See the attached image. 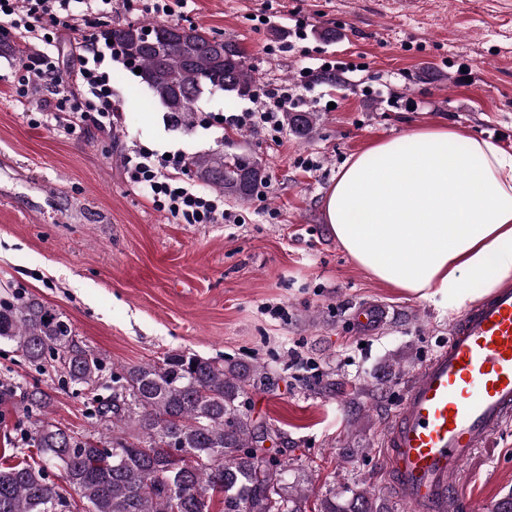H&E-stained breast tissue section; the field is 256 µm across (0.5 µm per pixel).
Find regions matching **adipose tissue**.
<instances>
[{
	"label": "adipose tissue",
	"instance_id": "ef3b65f1",
	"mask_svg": "<svg viewBox=\"0 0 512 512\" xmlns=\"http://www.w3.org/2000/svg\"><path fill=\"white\" fill-rule=\"evenodd\" d=\"M349 258L456 315L512 280V153L431 126L350 157L324 198Z\"/></svg>",
	"mask_w": 512,
	"mask_h": 512
}]
</instances>
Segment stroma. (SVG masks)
Returning a JSON list of instances; mask_svg holds the SVG:
<instances>
[{"label":"stroma","instance_id":"stroma-1","mask_svg":"<svg viewBox=\"0 0 512 512\" xmlns=\"http://www.w3.org/2000/svg\"><path fill=\"white\" fill-rule=\"evenodd\" d=\"M265 13L269 24L256 26ZM311 26L290 42L287 19ZM180 24L234 40L257 85L296 78L306 58L352 65L308 140L285 133L208 127L238 112L242 96L205 94L190 128H173L162 105L120 60L110 77L119 124L112 134L36 126L7 82L24 55L0 54V300L34 298L67 319L76 340L107 368L186 351L267 366L251 388L255 421L302 468L310 499L355 478L408 512L384 460L400 394L448 340L436 303L401 293L356 266L337 242L323 201L340 166L385 139L441 125L512 152V0H187ZM149 149L185 156L223 151L256 161L263 183L224 207L239 224H178L125 178L122 156ZM388 311L360 332L359 306ZM365 393L350 399L352 387ZM51 398L49 421L85 435L94 403L53 370L0 342V463L27 459L32 430L23 393ZM468 499L492 508L512 496V422L478 449L456 478Z\"/></svg>","mask_w":512,"mask_h":512}]
</instances>
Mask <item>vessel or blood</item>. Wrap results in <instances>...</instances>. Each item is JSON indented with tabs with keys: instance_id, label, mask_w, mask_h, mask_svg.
<instances>
[{
	"instance_id": "vessel-or-blood-1",
	"label": "vessel or blood",
	"mask_w": 512,
	"mask_h": 512,
	"mask_svg": "<svg viewBox=\"0 0 512 512\" xmlns=\"http://www.w3.org/2000/svg\"><path fill=\"white\" fill-rule=\"evenodd\" d=\"M384 318L367 303L355 323L371 332ZM511 421L512 288H502L456 319L406 386L385 435L392 485L412 512H457L454 477Z\"/></svg>"
}]
</instances>
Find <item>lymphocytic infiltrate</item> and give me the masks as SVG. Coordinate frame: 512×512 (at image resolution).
<instances>
[{
	"label": "lymphocytic infiltrate",
	"instance_id": "lymphocytic-infiltrate-1",
	"mask_svg": "<svg viewBox=\"0 0 512 512\" xmlns=\"http://www.w3.org/2000/svg\"><path fill=\"white\" fill-rule=\"evenodd\" d=\"M112 0H0V24L34 34L42 48L28 56L13 80L16 101L35 105L43 125L58 123L68 132H80L85 121L100 131L111 132L118 109L112 102L109 79L99 70L105 59L118 51L104 39L84 38L74 71L77 91L68 90L58 70L54 38L62 30H78L93 16H111ZM317 66L304 64L300 83L269 84L250 91L249 105L216 121L219 129L262 131L273 141L283 134L281 116L299 108V85H311ZM122 162L129 181L156 211L184 224H238L240 215L225 210L222 196L200 189L181 173L186 166L182 153L165 156L138 150L124 154Z\"/></svg>",
	"mask_w": 512,
	"mask_h": 512
}]
</instances>
